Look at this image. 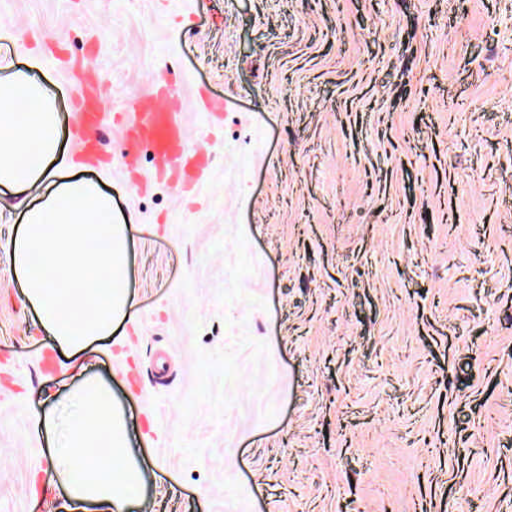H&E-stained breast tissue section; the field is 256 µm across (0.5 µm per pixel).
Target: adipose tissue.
<instances>
[{"instance_id": "obj_1", "label": "adipose tissue", "mask_w": 512, "mask_h": 512, "mask_svg": "<svg viewBox=\"0 0 512 512\" xmlns=\"http://www.w3.org/2000/svg\"><path fill=\"white\" fill-rule=\"evenodd\" d=\"M19 103L29 111H16ZM59 136V115L38 82L23 73L0 81V187L47 189L44 204L26 210L23 227L7 234L1 249L24 280L40 324L81 351L109 335L114 320L133 307L127 290L115 285L127 264L126 227L113 223L112 198L97 183L59 180L51 168ZM70 400L66 431H59L55 413L43 419L57 477L76 512H129L142 473L126 451L109 387L89 378Z\"/></svg>"}]
</instances>
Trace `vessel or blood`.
<instances>
[{
	"label": "vessel or blood",
	"mask_w": 512,
	"mask_h": 512,
	"mask_svg": "<svg viewBox=\"0 0 512 512\" xmlns=\"http://www.w3.org/2000/svg\"><path fill=\"white\" fill-rule=\"evenodd\" d=\"M79 84L75 104L77 150L86 161L101 156V130L106 123L102 107L101 83L92 67L73 72ZM159 94L134 100L130 115L121 129L122 168L131 176H139V161L143 152H150L156 162V179L169 180L178 191L190 189L206 165V157L199 149L189 146L187 128L179 112L159 103Z\"/></svg>",
	"instance_id": "vessel-or-blood-1"
}]
</instances>
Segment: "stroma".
Instances as JSON below:
<instances>
[{"mask_svg":"<svg viewBox=\"0 0 512 512\" xmlns=\"http://www.w3.org/2000/svg\"><path fill=\"white\" fill-rule=\"evenodd\" d=\"M85 62L134 307L68 350L0 253V512H63L41 419L88 374L137 512H512V0H0L63 172ZM163 86L210 159L184 196L118 163Z\"/></svg>","mask_w":512,"mask_h":512,"instance_id":"obj_1","label":"stroma"}]
</instances>
